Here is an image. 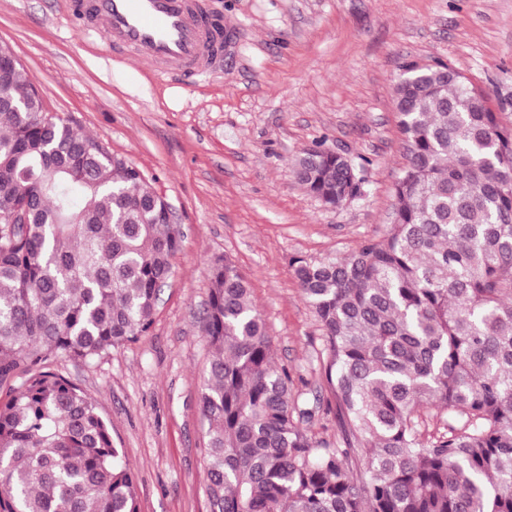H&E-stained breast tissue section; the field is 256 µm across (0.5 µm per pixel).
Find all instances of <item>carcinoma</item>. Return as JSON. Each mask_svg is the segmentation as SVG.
Here are the masks:
<instances>
[{
  "mask_svg": "<svg viewBox=\"0 0 512 512\" xmlns=\"http://www.w3.org/2000/svg\"><path fill=\"white\" fill-rule=\"evenodd\" d=\"M394 86L406 163L393 221L347 256L293 261L341 437L303 428L246 279L214 264L199 407L210 512H512V123L442 61ZM293 171L327 205L363 193L344 155ZM153 180L46 112L20 62L0 85V512H139L97 404L49 370L149 335L180 225ZM24 209L22 224L9 217ZM448 413L425 437L420 411Z\"/></svg>",
  "mask_w": 512,
  "mask_h": 512,
  "instance_id": "obj_1",
  "label": "carcinoma"
}]
</instances>
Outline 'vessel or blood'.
<instances>
[{
  "mask_svg": "<svg viewBox=\"0 0 512 512\" xmlns=\"http://www.w3.org/2000/svg\"><path fill=\"white\" fill-rule=\"evenodd\" d=\"M71 12L84 31L187 82L223 68L234 39L204 0H71Z\"/></svg>",
  "mask_w": 512,
  "mask_h": 512,
  "instance_id": "1",
  "label": "vessel or blood"
}]
</instances>
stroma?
<instances>
[{"mask_svg": "<svg viewBox=\"0 0 512 512\" xmlns=\"http://www.w3.org/2000/svg\"><path fill=\"white\" fill-rule=\"evenodd\" d=\"M237 43L220 73L157 76L69 21V0H0V44L36 82L47 111L107 143L154 180L183 231L152 332L84 364L52 365L94 397L136 477L140 512H209L198 403L209 349L211 267L249 282L276 362L306 421L335 442L320 374L322 331L295 258L323 261L385 235L405 163L393 87L401 64L448 63L512 122V0H205ZM323 147L361 166V197L324 205L291 162Z\"/></svg>", "mask_w": 512, "mask_h": 512, "instance_id": "stroma-1", "label": "stroma"}]
</instances>
